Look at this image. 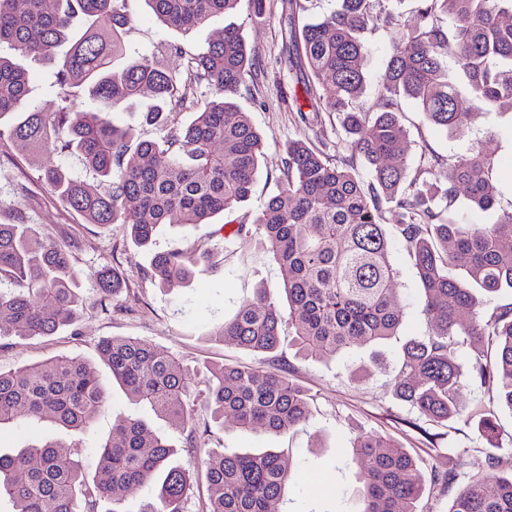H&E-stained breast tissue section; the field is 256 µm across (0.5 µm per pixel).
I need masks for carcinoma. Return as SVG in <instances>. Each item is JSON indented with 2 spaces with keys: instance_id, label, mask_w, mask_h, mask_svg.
Listing matches in <instances>:
<instances>
[{
  "instance_id": "1",
  "label": "carcinoma",
  "mask_w": 512,
  "mask_h": 512,
  "mask_svg": "<svg viewBox=\"0 0 512 512\" xmlns=\"http://www.w3.org/2000/svg\"><path fill=\"white\" fill-rule=\"evenodd\" d=\"M166 28L189 30L217 14H231L241 0H148ZM384 0H339L317 22L292 28L290 42L304 99L316 121L339 124L334 151L303 139L288 143L276 191L251 224L231 237L255 234L280 269L288 314L275 302H242L234 316L207 333L251 351L278 349L281 330L294 328L298 350L322 360L354 345L377 343L399 326L394 308L397 272L385 231L386 205L420 281L423 312L436 331L405 346L395 378V396L437 424L463 416L458 394L469 380L496 393L512 412V302L482 310L481 293L512 289V209L494 224H465L453 215L460 189L473 207L497 202V161L481 149L444 158L424 148L410 170L401 100L412 101L424 121L451 133L472 118L461 103L448 61L467 80L472 105L512 109V0H414V21L395 41L385 77L372 104H360L374 7ZM0 0V141L39 157V179L88 224H124L133 243L149 247L161 224H207L233 214L251 192L264 155V139L233 101L258 72L240 32L227 27L180 73L163 70L144 56L121 69L126 0ZM69 44L62 55L57 48ZM54 66L60 104L41 112L29 101L26 70L16 58ZM205 87L210 95L198 97ZM150 90L156 104L144 113L149 125L189 110L194 119L166 140L134 138L109 113ZM84 97L87 107L71 111ZM137 162L124 163L130 143ZM74 153L93 182L69 178L53 154ZM362 160L368 179L358 172ZM69 241L41 239L23 223L0 224V338L51 336L77 320L82 272L71 262ZM209 251L188 255L169 250L153 256L150 277L163 287L183 284L200 272ZM464 267L455 279L448 267ZM102 297L125 282L115 269L92 273ZM467 346L473 360L458 361ZM98 358L136 403L160 417L190 427L193 408L186 369L171 354L131 336L96 345ZM206 399L213 417L232 418L235 430L263 429L275 435L306 420L311 395L288 371L223 366L211 371ZM107 395L93 369L76 357L0 372V428L26 416L49 419L73 431L86 429L106 409ZM479 418L478 432L497 447L502 427L493 414ZM166 437L136 417L118 419L97 448L92 482L76 451L57 443H32L15 454L0 453V499L15 512H130L123 507L133 486L153 487L138 512H184L194 482L204 476L203 512H274L288 481V458L277 452L226 456L213 453L187 466L171 464ZM489 471L469 478L448 512H512V472L498 473L501 459L488 456ZM360 475L359 512H415L424 476L416 459L388 439L367 434L353 446Z\"/></svg>"
}]
</instances>
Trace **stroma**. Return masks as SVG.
I'll return each mask as SVG.
<instances>
[{
    "mask_svg": "<svg viewBox=\"0 0 512 512\" xmlns=\"http://www.w3.org/2000/svg\"><path fill=\"white\" fill-rule=\"evenodd\" d=\"M413 8V0H387L364 33L369 47L364 104H371L392 44L399 38L401 25L410 18ZM127 14L124 41L131 59L146 55L157 58L167 69H183V57L167 52V45L176 44L185 51L198 53L230 24L239 27L253 53L261 75L254 86L241 88L235 101L263 135L265 148L252 193L234 215L235 223H252L274 191L289 141L304 138L318 145L335 142L336 130L330 124L307 127L299 122L293 101L296 74L290 68L285 49L288 18L282 11L281 0H265V11L260 15L252 14L243 2L235 13L215 16L189 31L159 26L146 0H127ZM24 66L33 105L45 112L54 111L59 99L53 67L30 60ZM151 102L150 95H143L135 105L112 113L111 118L133 127L139 137L153 140L169 138L176 128L192 119L187 111L167 125L145 124L142 113ZM403 109L409 154L419 153L426 146L441 155L456 156L478 145L496 155L502 181L497 209H475L462 196L456 203L459 219L470 224H491L496 222L500 210L512 208V112L481 111L462 132L448 134L422 124L411 102H404ZM19 216L40 235L76 243L73 260L83 273L78 286L86 304L73 331L26 339L1 338L0 371L8 372L60 355L79 356L94 363L108 398L106 410L80 432L48 421H20L0 432L1 452H16L38 439L58 442L80 448L84 468L90 472L96 467V450L111 434L113 422L134 415L166 435L177 450L173 461L180 465L188 464L191 457L203 458L214 451L234 454L268 449L288 455L291 471L280 512H356L359 481L351 455L354 441L362 434L377 433L406 448L426 474L445 466L464 480L487 472L488 454L492 451L474 423L459 418L445 426L434 424L392 393L405 344L433 331L422 310V290L416 271L394 227H387L386 233L399 288L396 308L401 321L395 335L379 345L355 347L335 359L313 363L298 352L287 327L282 330L280 347L271 354L207 340L210 328L231 318L242 301H255L258 289H265L272 301L282 299L277 264L257 237L242 235L227 241L218 235L217 227L224 224V216L194 227L160 226L156 250L206 248L213 254L211 269L197 274L188 284L164 290L146 276L150 252L136 247L124 226L84 223L39 179L31 160L15 147L0 144V224L13 223ZM112 267L125 273L128 287L104 298L92 273ZM111 336L138 338L174 355L188 369L195 398L194 430L158 419L149 407L133 403L113 383L109 369L98 363L95 352L97 341ZM221 365L265 370L288 368L292 379L313 397L308 419L281 435L261 430L243 435L231 424L215 423L203 392L211 368ZM461 401L467 411L485 410L498 415L503 430L494 452L503 463L512 462V412L499 406L476 381L466 384ZM191 433L196 436V448L190 454L185 447Z\"/></svg>",
    "mask_w": 512,
    "mask_h": 512,
    "instance_id": "stroma-1",
    "label": "stroma"
}]
</instances>
